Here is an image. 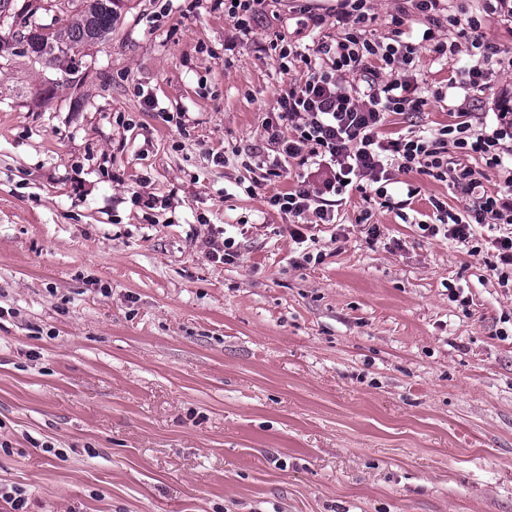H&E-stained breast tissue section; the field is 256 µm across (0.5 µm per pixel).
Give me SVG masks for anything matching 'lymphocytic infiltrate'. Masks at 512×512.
Returning a JSON list of instances; mask_svg holds the SVG:
<instances>
[{"label":"lymphocytic infiltrate","instance_id":"1","mask_svg":"<svg viewBox=\"0 0 512 512\" xmlns=\"http://www.w3.org/2000/svg\"><path fill=\"white\" fill-rule=\"evenodd\" d=\"M481 9V15L464 19L449 15L447 36L431 28L422 34L441 56L457 53L464 44L478 50L476 63L449 79V87L478 88L494 67L512 69V49L491 42L482 26L486 14L512 18V0H484ZM297 10L313 26L333 24L338 35L319 41L311 58H300L289 46L280 49L288 64L299 61L303 67L300 79L278 94L264 137L279 158L298 161L305 172L287 192L271 196L269 205L332 224L346 194L371 191L383 199L393 172L424 173L451 184L463 202L462 209L454 210L434 200L438 221L427 225V232L465 245L474 239L476 227L508 226L507 234L492 241L486 266L501 286L511 284L512 113H498V125L490 130L475 113L461 109L455 123L437 132L384 137L389 113L421 112L428 104L414 75L417 45L369 38L375 16L368 0H336L329 17L315 13L309 0H299ZM470 155L483 160V169L464 164ZM489 169L502 177L493 190L483 183Z\"/></svg>","mask_w":512,"mask_h":512}]
</instances>
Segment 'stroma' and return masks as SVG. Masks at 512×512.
Here are the masks:
<instances>
[{"label":"stroma","instance_id":"obj_1","mask_svg":"<svg viewBox=\"0 0 512 512\" xmlns=\"http://www.w3.org/2000/svg\"><path fill=\"white\" fill-rule=\"evenodd\" d=\"M124 3L81 86L0 67V487L30 512H512V288L424 232L455 189L396 174L400 214L351 193L299 268L267 204L299 167L252 183L292 79L270 39L335 27L271 0L243 43L211 0ZM425 27L403 38L443 98L388 131L456 120L473 59L435 61ZM504 102L507 72L470 109Z\"/></svg>","mask_w":512,"mask_h":512}]
</instances>
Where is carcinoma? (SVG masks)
I'll return each instance as SVG.
<instances>
[{
	"instance_id": "cac0c4a2",
	"label": "carcinoma",
	"mask_w": 512,
	"mask_h": 512,
	"mask_svg": "<svg viewBox=\"0 0 512 512\" xmlns=\"http://www.w3.org/2000/svg\"><path fill=\"white\" fill-rule=\"evenodd\" d=\"M121 0H27L20 28L0 37V65L22 54L31 62L53 67L72 81L75 56L86 46L101 45L112 36ZM55 9L71 13L65 26L38 22L42 13Z\"/></svg>"
}]
</instances>
